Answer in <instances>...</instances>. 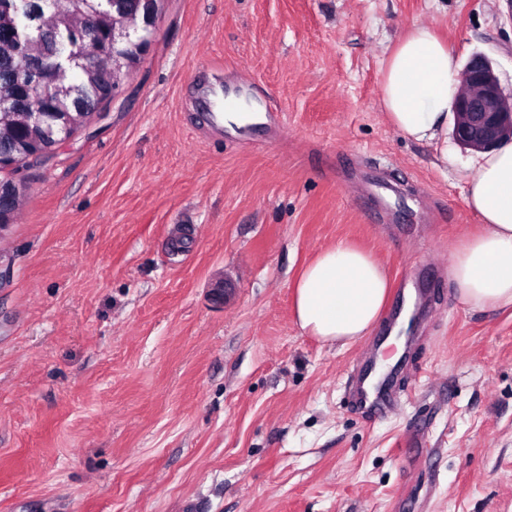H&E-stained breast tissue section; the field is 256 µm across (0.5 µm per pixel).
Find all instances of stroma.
Segmentation results:
<instances>
[{"label": "stroma", "instance_id": "1", "mask_svg": "<svg viewBox=\"0 0 512 512\" xmlns=\"http://www.w3.org/2000/svg\"><path fill=\"white\" fill-rule=\"evenodd\" d=\"M418 23L512 93L505 0H166L0 232V512H512V308L471 310L448 277L481 229L475 153L382 107L386 50ZM204 64L268 90L279 137L200 124ZM340 242L432 301L373 422L347 402L367 340L293 315Z\"/></svg>", "mask_w": 512, "mask_h": 512}]
</instances>
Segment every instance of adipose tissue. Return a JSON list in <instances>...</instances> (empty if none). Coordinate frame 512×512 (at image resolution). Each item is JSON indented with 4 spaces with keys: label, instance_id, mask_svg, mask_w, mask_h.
Instances as JSON below:
<instances>
[{
    "label": "adipose tissue",
    "instance_id": "obj_1",
    "mask_svg": "<svg viewBox=\"0 0 512 512\" xmlns=\"http://www.w3.org/2000/svg\"><path fill=\"white\" fill-rule=\"evenodd\" d=\"M460 66L432 25L420 23L390 48L383 107L390 124L416 142L448 131ZM466 201L484 226L454 252L450 280L459 301L486 311L512 306V143L481 152L467 176ZM389 283L374 255L340 243L322 250L300 274L294 313L300 329L329 344L349 345L380 321Z\"/></svg>",
    "mask_w": 512,
    "mask_h": 512
}]
</instances>
